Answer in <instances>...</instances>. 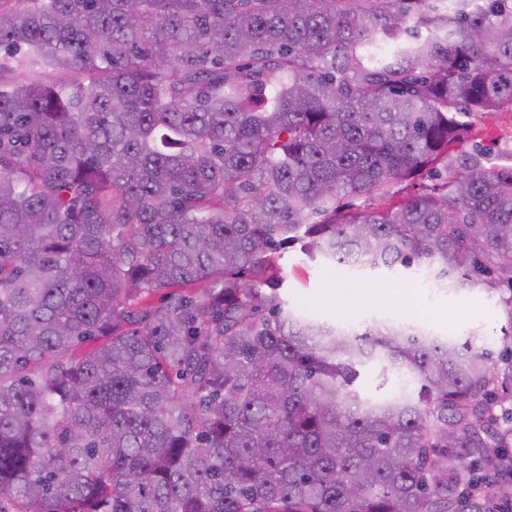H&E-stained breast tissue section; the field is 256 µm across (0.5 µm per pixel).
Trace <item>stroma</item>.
<instances>
[{"instance_id": "obj_1", "label": "stroma", "mask_w": 512, "mask_h": 512, "mask_svg": "<svg viewBox=\"0 0 512 512\" xmlns=\"http://www.w3.org/2000/svg\"><path fill=\"white\" fill-rule=\"evenodd\" d=\"M497 145L512 148V107L468 117L461 145L471 149ZM284 276L281 292L290 308L319 322L336 326L353 322L365 331L385 317L428 320L441 337L472 339L474 345L499 341L506 321L495 296L471 295L420 287L423 270L376 273L349 268L344 278L330 274L321 259L310 258L299 247L288 248L280 261ZM387 303H377V294Z\"/></svg>"}]
</instances>
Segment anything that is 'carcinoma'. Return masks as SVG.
Instances as JSON below:
<instances>
[{"label":"carcinoma","instance_id":"carcinoma-1","mask_svg":"<svg viewBox=\"0 0 512 512\" xmlns=\"http://www.w3.org/2000/svg\"><path fill=\"white\" fill-rule=\"evenodd\" d=\"M505 103L512 0H0V512H494L512 155L451 146ZM297 243L496 295L503 347L298 315ZM360 379L357 383L356 390L362 399L384 400L390 397L397 388V378L389 376L388 383L380 386L382 383V376L379 366L369 365L359 368Z\"/></svg>","mask_w":512,"mask_h":512}]
</instances>
